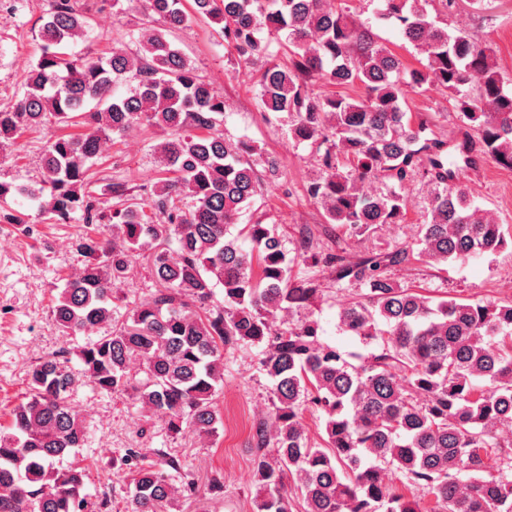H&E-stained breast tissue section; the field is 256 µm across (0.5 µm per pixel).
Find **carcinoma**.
I'll return each instance as SVG.
<instances>
[{"instance_id": "1", "label": "carcinoma", "mask_w": 512, "mask_h": 512, "mask_svg": "<svg viewBox=\"0 0 512 512\" xmlns=\"http://www.w3.org/2000/svg\"><path fill=\"white\" fill-rule=\"evenodd\" d=\"M381 2L380 16L425 55L421 67L407 69L379 44L346 0H144L138 51L114 46L96 58L71 50L87 17L70 0H53L26 91L0 111V147L49 116L64 125L78 117L84 131L49 143L39 186L0 182V220L20 223L12 203L26 196L56 222L77 215L110 225L120 242L100 233L78 244L87 262L65 278L52 316L63 335L83 334L85 341L27 371L25 395L0 430V512H110L107 495L93 502L85 492L82 462L92 456L82 451L91 431L74 401L78 389L141 404L165 421L173 439L187 430L213 436L221 422L224 346L239 343L262 348L260 371L270 381V424L256 431L255 512H288L289 476L305 512H512V439L503 435L512 429V301L436 300L395 285L377 255L347 262L308 251L305 263L336 264L338 279L364 287L338 303L337 328L373 352L360 365L347 360L323 340L312 311L321 289L292 276L295 258L273 226L258 221L232 232L266 191L251 160L257 148L224 139L223 97L168 38L205 17L220 25L240 62L259 65L264 111L288 113L292 139L320 152L324 175L308 193L328 223L362 235L400 221L402 195L370 186L382 173L403 185L421 170L442 189L418 225L420 259L464 264L495 254L505 232L460 182L475 163L470 149L460 150L459 162L443 157L442 143L425 137L427 121L404 109L405 88L448 91L481 151L509 167L512 90L491 51L468 31L438 26L428 0ZM274 44L288 52V62L276 60ZM121 80L131 84L125 94L115 91ZM318 82L357 84L364 95L315 93L310 86ZM140 124L165 135L152 199L140 203L125 185L107 183L104 190L124 203L105 211L91 190L94 160L103 140ZM153 243L158 288L119 321L112 286L126 278L135 253ZM218 288L224 301L208 305ZM301 309V320L276 325ZM101 324L110 331L87 335ZM309 408L322 413L316 443L303 424ZM152 455L128 448L112 461L128 469L130 512H170L191 489L180 459L162 449ZM389 469L433 495L434 506L424 511L393 489Z\"/></svg>"}]
</instances>
